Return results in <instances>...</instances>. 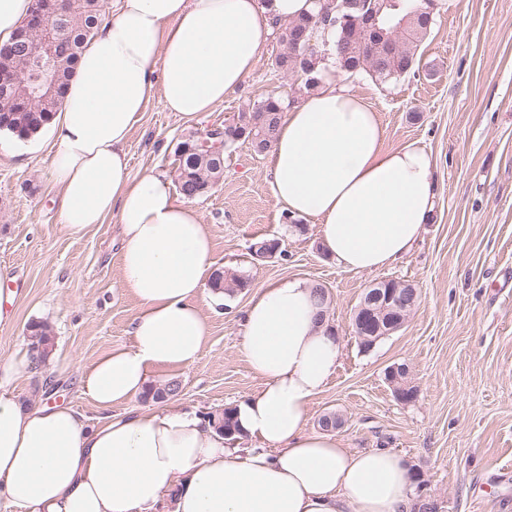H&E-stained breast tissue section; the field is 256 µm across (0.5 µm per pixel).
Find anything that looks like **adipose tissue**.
<instances>
[{
    "label": "adipose tissue",
    "mask_w": 512,
    "mask_h": 512,
    "mask_svg": "<svg viewBox=\"0 0 512 512\" xmlns=\"http://www.w3.org/2000/svg\"><path fill=\"white\" fill-rule=\"evenodd\" d=\"M50 123V174L62 224L79 234L117 216L123 284L141 309L131 342L81 372L102 410L88 423L58 403L20 402L30 348L0 364V497L14 512H413L409 465L386 448L358 452L308 427L340 355L310 286L283 279L241 311V354L260 388L235 408L239 452L196 412L122 411L151 373L197 359L213 241L165 174L130 177L129 133L152 100L192 120L234 92L265 51L274 20L315 14L318 0H114ZM285 109L269 150L272 188L294 218H314L324 254L374 271L419 239L436 184L426 151L388 150L376 112L336 84V63Z\"/></svg>",
    "instance_id": "ef3b65f1"
}]
</instances>
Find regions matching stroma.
<instances>
[{
  "mask_svg": "<svg viewBox=\"0 0 512 512\" xmlns=\"http://www.w3.org/2000/svg\"><path fill=\"white\" fill-rule=\"evenodd\" d=\"M266 52L223 104L187 122L151 102L132 129L131 175L174 177L180 144L223 125L246 103L289 86ZM413 73L381 84L337 73V86L378 113L384 147L415 142L430 153L437 195L433 216L411 251L378 271L339 267L320 248L314 218L286 221L271 185L268 154L244 142L224 154V175L192 199L213 236L215 268L244 276L234 297L206 292L209 334L186 369H157L160 385L178 380L176 397H137L135 410L219 413L259 388L241 354L239 312L259 288L281 279L321 284L339 338L340 365L312 406L311 429L338 413L335 434L358 451L388 448L422 473L425 492L444 512H512V0H459L437 12ZM49 130L19 142L0 135V274L14 292L0 318V363L27 345L30 323L53 329V355L70 356L65 374L45 367L21 380L22 398L70 405L89 422L101 412L79 387L84 368L110 347L129 343L140 304L122 282L118 219L82 234L60 222L51 182ZM280 239L287 258L257 259L248 247ZM393 279L418 288L419 305L398 332L361 351L352 316L364 290ZM408 364L417 396L399 402L387 367Z\"/></svg>",
  "mask_w": 512,
  "mask_h": 512,
  "instance_id": "stroma-1",
  "label": "stroma"
}]
</instances>
